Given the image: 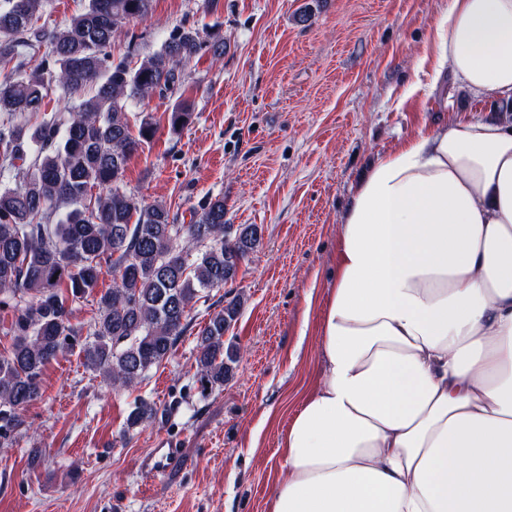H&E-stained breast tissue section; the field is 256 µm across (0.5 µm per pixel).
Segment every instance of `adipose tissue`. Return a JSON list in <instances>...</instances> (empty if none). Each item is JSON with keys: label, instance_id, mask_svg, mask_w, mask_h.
<instances>
[{"label": "adipose tissue", "instance_id": "ef3b65f1", "mask_svg": "<svg viewBox=\"0 0 512 512\" xmlns=\"http://www.w3.org/2000/svg\"><path fill=\"white\" fill-rule=\"evenodd\" d=\"M436 55L473 95L512 98V0H451ZM340 225L321 377L269 512H512V124L417 132Z\"/></svg>", "mask_w": 512, "mask_h": 512}]
</instances>
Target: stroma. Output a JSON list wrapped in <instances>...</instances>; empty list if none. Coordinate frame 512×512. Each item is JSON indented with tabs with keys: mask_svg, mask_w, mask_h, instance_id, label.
<instances>
[{
	"mask_svg": "<svg viewBox=\"0 0 512 512\" xmlns=\"http://www.w3.org/2000/svg\"><path fill=\"white\" fill-rule=\"evenodd\" d=\"M450 0H152L112 52L139 61L176 27L223 38L193 57L182 97L129 104L152 143L135 153L124 189L191 223L224 200L230 224H256L259 246L234 283L193 303L174 353L131 392L109 391L73 347L48 364L26 430L0 447V512H268L281 477L280 437L319 377L317 323L335 274L339 218L376 157L438 122L512 110L435 72L436 27ZM187 101L192 119L168 116ZM244 301L225 334L240 359L201 394L196 346L225 293ZM156 403L127 431L137 398ZM181 463L144 465L161 438ZM41 449L33 457L32 449Z\"/></svg>",
	"mask_w": 512,
	"mask_h": 512,
	"instance_id": "1",
	"label": "stroma"
}]
</instances>
